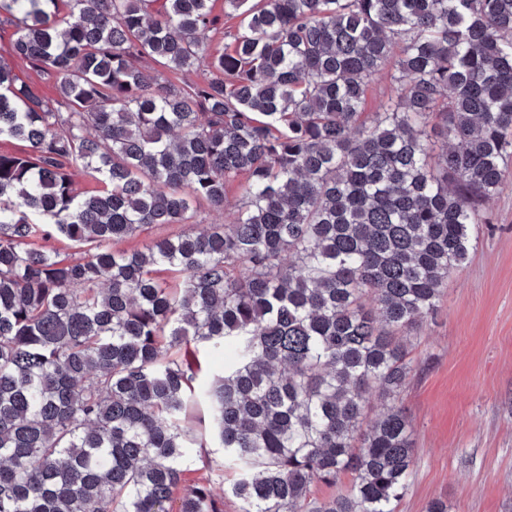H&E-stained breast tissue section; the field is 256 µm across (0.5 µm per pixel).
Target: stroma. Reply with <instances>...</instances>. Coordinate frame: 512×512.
Returning a JSON list of instances; mask_svg holds the SVG:
<instances>
[{"mask_svg":"<svg viewBox=\"0 0 512 512\" xmlns=\"http://www.w3.org/2000/svg\"><path fill=\"white\" fill-rule=\"evenodd\" d=\"M468 263L410 338L421 361L400 400L415 463L396 512H512V186L485 203Z\"/></svg>","mask_w":512,"mask_h":512,"instance_id":"obj_1","label":"stroma"}]
</instances>
